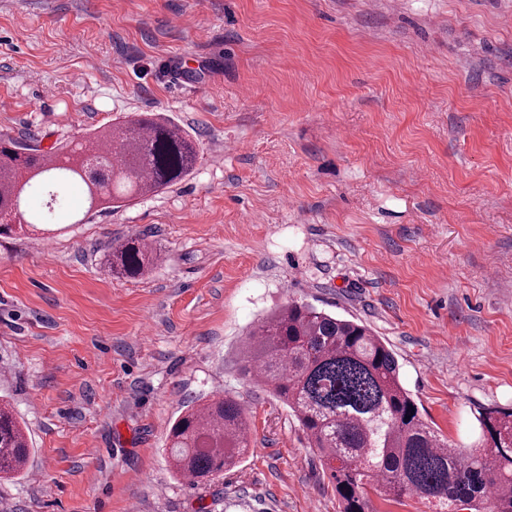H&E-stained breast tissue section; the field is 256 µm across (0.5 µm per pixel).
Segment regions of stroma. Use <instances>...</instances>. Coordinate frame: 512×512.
<instances>
[{
	"mask_svg": "<svg viewBox=\"0 0 512 512\" xmlns=\"http://www.w3.org/2000/svg\"><path fill=\"white\" fill-rule=\"evenodd\" d=\"M139 112L196 140L170 188L0 237V402L25 427L0 512H340L296 417L245 376L291 301L369 326L458 446L512 409V0H0V135L74 145ZM141 278L103 264L130 235ZM250 451L175 476L203 398ZM156 256L152 246L140 236H130L111 244L105 262L112 274L138 278L154 265ZM250 424L228 392L188 407L169 432L170 465L193 483H209L237 466L249 449Z\"/></svg>",
	"mask_w": 512,
	"mask_h": 512,
	"instance_id": "obj_1",
	"label": "stroma"
}]
</instances>
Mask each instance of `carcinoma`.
Segmentation results:
<instances>
[{"label":"carcinoma","instance_id":"obj_1","mask_svg":"<svg viewBox=\"0 0 512 512\" xmlns=\"http://www.w3.org/2000/svg\"><path fill=\"white\" fill-rule=\"evenodd\" d=\"M87 136L76 147L42 149L0 137V236L17 219L46 221L25 209L38 190L45 208L59 188L80 182L88 209L155 193L181 181L197 159L195 141L153 112ZM139 236L111 244L112 273L138 278L154 265ZM245 371L295 414L334 485L341 512H371L369 492L424 502L430 512H512V409L475 416L477 448L450 443L425 418L400 380L386 343L363 324L292 302L250 331ZM250 424L226 392L181 413L169 432L172 470L209 483L249 449ZM29 441L12 410L0 406V475L20 473Z\"/></svg>","mask_w":512,"mask_h":512}]
</instances>
